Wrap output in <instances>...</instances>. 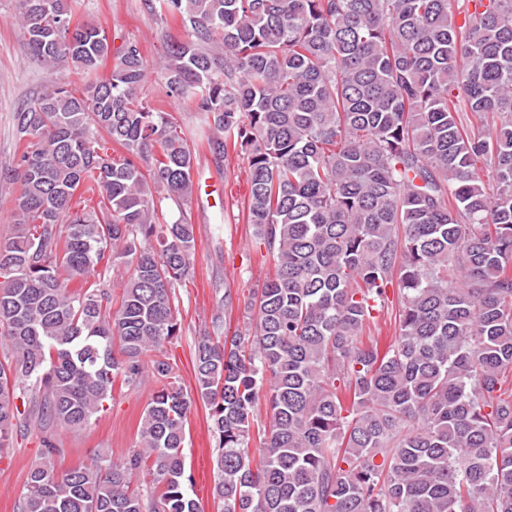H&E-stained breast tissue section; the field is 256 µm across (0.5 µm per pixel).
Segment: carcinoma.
<instances>
[{
    "mask_svg": "<svg viewBox=\"0 0 512 512\" xmlns=\"http://www.w3.org/2000/svg\"><path fill=\"white\" fill-rule=\"evenodd\" d=\"M78 2L17 0L30 55L71 81L17 113L0 450L19 400L41 431H78L116 381L156 390L122 463L60 473L44 440L18 512H202L185 489L197 399L222 512H512V0H146L191 31L154 70L210 151L248 162L246 223L272 267L237 298L255 321L212 319L192 395L164 345L195 229L161 203L191 197L194 153L147 98L138 42L111 49ZM102 263L126 268L115 300ZM393 284L394 336L364 337Z\"/></svg>",
    "mask_w": 512,
    "mask_h": 512,
    "instance_id": "carcinoma-1",
    "label": "carcinoma"
}]
</instances>
